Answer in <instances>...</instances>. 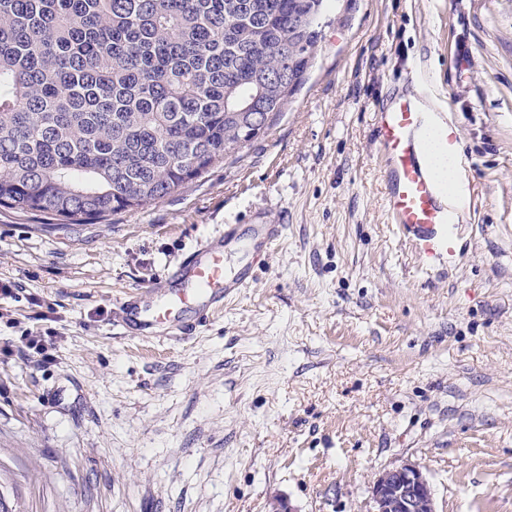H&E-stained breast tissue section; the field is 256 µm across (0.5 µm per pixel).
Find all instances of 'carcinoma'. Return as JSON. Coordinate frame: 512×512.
<instances>
[{
  "mask_svg": "<svg viewBox=\"0 0 512 512\" xmlns=\"http://www.w3.org/2000/svg\"><path fill=\"white\" fill-rule=\"evenodd\" d=\"M332 24L324 0H0V207L158 203L264 136Z\"/></svg>",
  "mask_w": 512,
  "mask_h": 512,
  "instance_id": "1",
  "label": "carcinoma"
}]
</instances>
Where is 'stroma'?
Segmentation results:
<instances>
[{
  "instance_id": "obj_1",
  "label": "stroma",
  "mask_w": 512,
  "mask_h": 512,
  "mask_svg": "<svg viewBox=\"0 0 512 512\" xmlns=\"http://www.w3.org/2000/svg\"><path fill=\"white\" fill-rule=\"evenodd\" d=\"M267 133L157 204L58 224L0 208V464L23 512H369L413 464L436 512H512V0H332ZM458 125L474 208L448 265L388 224L376 105ZM286 228L192 336L124 332L123 299L236 225ZM51 331L50 362L9 355Z\"/></svg>"
}]
</instances>
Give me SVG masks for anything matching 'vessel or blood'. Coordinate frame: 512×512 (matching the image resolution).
<instances>
[{
	"mask_svg": "<svg viewBox=\"0 0 512 512\" xmlns=\"http://www.w3.org/2000/svg\"><path fill=\"white\" fill-rule=\"evenodd\" d=\"M438 116L437 110L404 90L394 92L374 113L387 219L430 264L453 260L460 242L462 214L470 206L462 197L455 206L444 204L441 188L429 171V129H436L448 152H460L456 122H442ZM283 230L280 224L256 225L243 245L244 255L267 251ZM249 282L248 267L226 269L223 239L210 238L198 244L168 279L152 285L147 294L128 296L122 304L120 322L123 327L140 330L164 324L170 335L187 334Z\"/></svg>",
	"mask_w": 512,
	"mask_h": 512,
	"instance_id": "1",
	"label": "vessel or blood"
}]
</instances>
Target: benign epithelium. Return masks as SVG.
<instances>
[{
  "label": "benign epithelium",
  "mask_w": 512,
  "mask_h": 512,
  "mask_svg": "<svg viewBox=\"0 0 512 512\" xmlns=\"http://www.w3.org/2000/svg\"><path fill=\"white\" fill-rule=\"evenodd\" d=\"M371 512H436L430 482L415 465L386 471L373 483Z\"/></svg>",
  "instance_id": "obj_1"
}]
</instances>
